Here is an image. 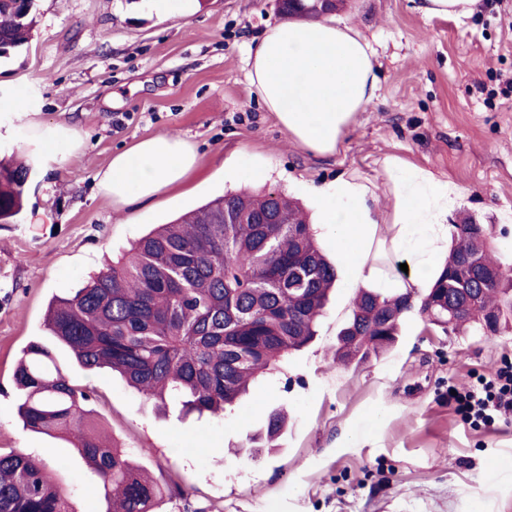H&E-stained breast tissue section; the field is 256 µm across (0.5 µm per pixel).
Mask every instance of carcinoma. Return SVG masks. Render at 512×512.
<instances>
[{"label":"carcinoma","mask_w":512,"mask_h":512,"mask_svg":"<svg viewBox=\"0 0 512 512\" xmlns=\"http://www.w3.org/2000/svg\"><path fill=\"white\" fill-rule=\"evenodd\" d=\"M291 18L317 19L310 0H277ZM34 0H0V58L28 43ZM31 168L0 160V221L23 209ZM448 260L428 289L419 313L448 312L460 281L455 258L479 255L498 264L491 242L467 223L454 225ZM336 281L300 204L279 192H227L133 242L118 261L93 273L71 297L55 298L45 326L87 371L109 368L149 401H177L188 412L217 414L246 393L259 375L308 344ZM414 304L401 294L382 298L362 290L337 334L336 361L361 362L391 347ZM512 313V275L482 289L476 313ZM13 379L18 415L27 430L60 437L88 461L110 503L106 512H154L170 488L144 477L131 453L106 445L90 395L71 384L53 351L31 342ZM285 425L269 414L266 440ZM0 512H75L61 479L23 450L0 453Z\"/></svg>","instance_id":"cac0c4a2"}]
</instances>
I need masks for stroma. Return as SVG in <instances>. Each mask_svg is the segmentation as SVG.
<instances>
[{
    "mask_svg": "<svg viewBox=\"0 0 512 512\" xmlns=\"http://www.w3.org/2000/svg\"><path fill=\"white\" fill-rule=\"evenodd\" d=\"M35 14L30 43L0 59V156L35 166L23 211L0 224V452L66 461L78 512H104L103 491L66 441L23 429L14 368L45 339L52 299L154 225L240 189L282 192L314 216L309 186L342 173L374 183L384 210L383 160L396 155L455 185L446 224L484 225L512 267V0H480L463 19L423 17L416 0H348L335 20L375 50L380 90L327 160L291 141L248 81L250 38L281 20L274 0H35ZM58 123L79 130V150L46 151L39 129ZM160 135L192 141L197 168L113 208L96 173ZM353 299L335 287L314 341L221 417L157 408L111 372L58 360L110 440L184 490L156 512H512V416L474 428L447 397L512 359V315L489 335L414 310L390 350L344 365L334 349ZM282 404L273 448L251 451Z\"/></svg>",
    "mask_w": 512,
    "mask_h": 512,
    "instance_id": "35a3bbf8",
    "label": "stroma"
}]
</instances>
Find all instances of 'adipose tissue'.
<instances>
[{"instance_id": "1", "label": "adipose tissue", "mask_w": 512, "mask_h": 512, "mask_svg": "<svg viewBox=\"0 0 512 512\" xmlns=\"http://www.w3.org/2000/svg\"><path fill=\"white\" fill-rule=\"evenodd\" d=\"M248 77L267 111L297 144L318 156L335 154L355 116L378 97L374 53L351 27L283 20L248 49ZM199 162L195 146L156 136L115 154L97 175L100 194L121 208L149 201L180 183ZM388 216L375 208L371 182L342 174L311 186L320 222L347 272L346 288L421 297L448 255L445 218L454 187L397 156L383 160Z\"/></svg>"}]
</instances>
